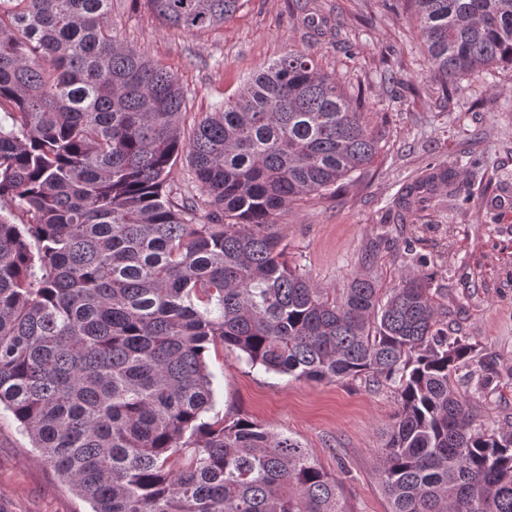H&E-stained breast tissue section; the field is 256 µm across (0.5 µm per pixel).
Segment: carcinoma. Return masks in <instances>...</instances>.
<instances>
[{
  "label": "carcinoma",
  "mask_w": 512,
  "mask_h": 512,
  "mask_svg": "<svg viewBox=\"0 0 512 512\" xmlns=\"http://www.w3.org/2000/svg\"><path fill=\"white\" fill-rule=\"evenodd\" d=\"M238 2L145 0L189 34ZM404 2L441 89L512 67V0ZM110 8L0 0V405L21 432L92 512H347L297 440L206 418L220 343L296 379L397 384L377 466L391 512H512V432L473 428L453 375L474 349L438 327L424 280L332 294L271 232L372 163L361 100L291 50L185 139L183 89L112 34ZM453 177L431 169L396 207ZM188 173V162L185 157L182 156L181 158H178L173 166L167 183V193L170 194L174 201H178L180 199V192L184 190L185 185L187 184L186 180Z\"/></svg>",
  "instance_id": "obj_1"
}]
</instances>
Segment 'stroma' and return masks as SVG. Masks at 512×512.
I'll return each mask as SVG.
<instances>
[{
  "instance_id": "stroma-1",
  "label": "stroma",
  "mask_w": 512,
  "mask_h": 512,
  "mask_svg": "<svg viewBox=\"0 0 512 512\" xmlns=\"http://www.w3.org/2000/svg\"><path fill=\"white\" fill-rule=\"evenodd\" d=\"M108 21L177 78L188 118L235 94L289 50L314 55L343 92L361 96L378 153L332 195L293 201L273 230L293 271L323 288L354 277L378 287L423 277L440 326L476 349L454 382L479 429L512 428V68H486L441 90L431 77L412 12L392 0H239L216 27L171 28L142 0H112ZM392 68V81L381 73ZM431 166L453 169L456 192L439 187L397 216L403 185ZM214 410L299 440L340 484L348 512H390L376 458L398 408L395 386L359 377L312 382L250 369L218 347L207 357ZM87 504L36 457L0 411V512H87Z\"/></svg>"
}]
</instances>
